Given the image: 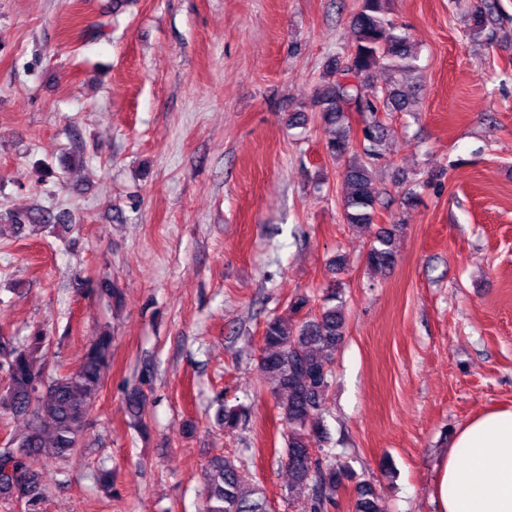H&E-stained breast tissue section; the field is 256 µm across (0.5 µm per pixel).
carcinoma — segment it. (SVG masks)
I'll use <instances>...</instances> for the list:
<instances>
[{
  "mask_svg": "<svg viewBox=\"0 0 512 512\" xmlns=\"http://www.w3.org/2000/svg\"><path fill=\"white\" fill-rule=\"evenodd\" d=\"M388 0H360L352 18L355 41L342 64L334 58L325 69L332 80L318 89L314 103L320 122L331 129L325 153L344 162L343 178L348 191L342 201L343 218L353 226L374 223L379 192L374 174L385 155L387 126L384 112H403L409 94L393 80L377 93L367 91V79L376 70L410 73L416 69V54L409 39L395 33L389 18ZM471 29L479 35L497 23L494 4L474 9ZM363 117L362 149L348 113ZM41 212L11 213L0 217V235L38 232L48 227ZM397 260L392 233L377 231L365 264L379 271ZM308 299L297 296L290 309L302 315L288 325L277 317L266 320L262 334L260 364L277 397L279 418L286 429L281 464L288 471L287 495L301 512H325L335 500L343 481L352 479L342 464L325 462L313 447L327 439L324 405L333 377L332 356L344 337V301L331 283L324 289L318 311L307 309ZM47 336L39 329L22 339L0 337V370L5 384L0 388V416L23 420L24 428L12 434L0 448V500L22 503L27 512H40L43 500L42 459L67 466L83 449L87 417L112 363V335L104 331L89 344L79 366L67 373L47 369L44 348ZM243 406L224 405L220 421L224 430L235 431ZM204 512H272L271 505L252 477L230 457L214 458L205 474ZM380 490L370 482L356 485L352 512H382Z\"/></svg>",
  "mask_w": 512,
  "mask_h": 512,
  "instance_id": "cac0c4a2",
  "label": "carcinoma"
}]
</instances>
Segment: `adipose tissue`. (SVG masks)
Returning <instances> with one entry per match:
<instances>
[{
    "label": "adipose tissue",
    "instance_id": "adipose-tissue-1",
    "mask_svg": "<svg viewBox=\"0 0 512 512\" xmlns=\"http://www.w3.org/2000/svg\"><path fill=\"white\" fill-rule=\"evenodd\" d=\"M439 512H512V409L457 432L435 486Z\"/></svg>",
    "mask_w": 512,
    "mask_h": 512
}]
</instances>
